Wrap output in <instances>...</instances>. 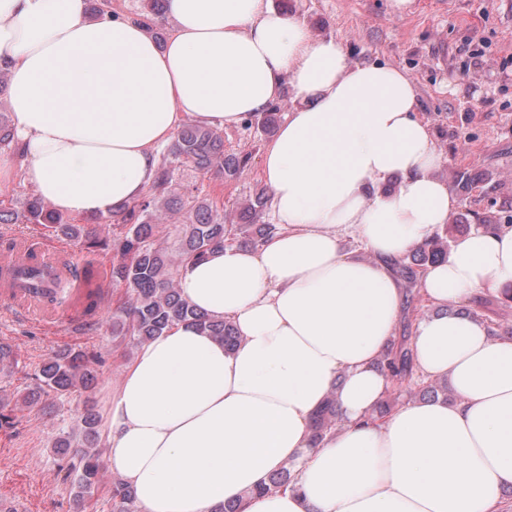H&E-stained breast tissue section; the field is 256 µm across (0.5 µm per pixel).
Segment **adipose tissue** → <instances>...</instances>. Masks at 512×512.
<instances>
[{
    "mask_svg": "<svg viewBox=\"0 0 512 512\" xmlns=\"http://www.w3.org/2000/svg\"><path fill=\"white\" fill-rule=\"evenodd\" d=\"M166 10L175 27L161 49L142 23L89 17L86 0H0L23 181L66 213L140 199L185 118L221 128L293 91L262 156L276 232L177 277L184 300L242 341L229 350L179 323L140 345L102 423L108 467L140 512H512L500 496L512 487V336L456 311L512 284V226L472 230L422 275L440 312L419 321L412 350L456 401L369 418L390 387L375 363L403 303L391 265L457 205L413 79L351 62L270 0ZM332 393L341 423L312 445ZM286 465L295 487L252 495Z\"/></svg>",
    "mask_w": 512,
    "mask_h": 512,
    "instance_id": "adipose-tissue-1",
    "label": "adipose tissue"
}]
</instances>
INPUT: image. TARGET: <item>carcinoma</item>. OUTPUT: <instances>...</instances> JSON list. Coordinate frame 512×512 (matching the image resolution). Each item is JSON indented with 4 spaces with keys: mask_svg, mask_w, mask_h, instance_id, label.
Instances as JSON below:
<instances>
[{
    "mask_svg": "<svg viewBox=\"0 0 512 512\" xmlns=\"http://www.w3.org/2000/svg\"><path fill=\"white\" fill-rule=\"evenodd\" d=\"M176 161L188 164L204 175L232 178L249 162V157L224 154V136L218 129L186 123L168 148L166 163L159 168L152 194L95 218L98 224L113 226L112 235H103L90 224L69 222L33 195L20 213L1 207L0 224L47 225L76 242L87 254L115 249L119 258L112 263V285L126 289L128 300L112 314V335L138 345L177 323H186L203 328L222 340L226 348L233 349L242 341L233 325L227 320H212L192 308L175 286V274L184 262L206 258L214 248L226 245L230 235L224 220L214 216L205 204H192L169 190L172 164ZM266 204L267 197L262 192L251 200L242 215L246 223L235 227L238 244L255 245L276 231L275 225L259 222ZM173 206L182 212L183 223L187 224L175 260L155 244L159 212ZM447 255L448 239L436 234L408 258L398 262L395 273L406 287L414 288L425 267L445 260ZM17 363L15 350L0 343V373L9 372ZM99 363V356L81 349L54 352L43 359L36 386L25 400L35 402L46 397L61 402L74 392L89 391L95 384ZM377 367L389 374L394 386H409L420 381L405 336L390 343ZM340 421L336 396L333 395L314 416L313 442H321ZM100 422L99 414L87 409L81 418L79 432L63 435L54 443L55 451L65 460L61 470L73 478V500L79 510L92 498L102 479ZM293 480L292 468L285 466L250 494L284 489ZM109 492L111 512H139L134 492L120 477H112Z\"/></svg>",
    "mask_w": 512,
    "mask_h": 512,
    "instance_id": "obj_1",
    "label": "carcinoma"
}]
</instances>
